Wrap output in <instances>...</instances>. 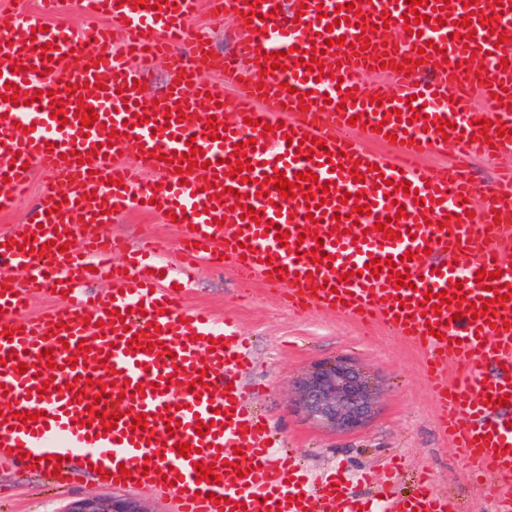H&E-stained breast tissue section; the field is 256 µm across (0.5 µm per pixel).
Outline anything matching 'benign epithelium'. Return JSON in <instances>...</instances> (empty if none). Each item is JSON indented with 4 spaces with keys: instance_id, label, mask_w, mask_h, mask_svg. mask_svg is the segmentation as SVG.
Wrapping results in <instances>:
<instances>
[{
    "instance_id": "obj_1",
    "label": "benign epithelium",
    "mask_w": 512,
    "mask_h": 512,
    "mask_svg": "<svg viewBox=\"0 0 512 512\" xmlns=\"http://www.w3.org/2000/svg\"><path fill=\"white\" fill-rule=\"evenodd\" d=\"M296 407L308 419L336 431L363 427L374 413L376 392L353 364L336 360L319 364L296 382ZM63 512H146L133 498H85Z\"/></svg>"
}]
</instances>
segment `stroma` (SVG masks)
Wrapping results in <instances>:
<instances>
[{
  "instance_id": "1",
  "label": "stroma",
  "mask_w": 512,
  "mask_h": 512,
  "mask_svg": "<svg viewBox=\"0 0 512 512\" xmlns=\"http://www.w3.org/2000/svg\"><path fill=\"white\" fill-rule=\"evenodd\" d=\"M108 230L132 246L151 240L172 272L180 273L179 232L160 217L131 209L115 217ZM182 305L204 306L218 318H232L249 337L252 363L238 377L245 396L312 475L343 469L350 491L358 494L364 490L359 475L381 472L396 455L403 462L398 494H408L417 475L425 472L437 490L454 494L462 512H494L491 490L469 477L464 461L439 431L422 355L390 328L363 327L317 308L295 313L282 300L279 287L259 278L241 283L228 267H198ZM334 359L358 367L377 392L372 418L352 432L318 425L294 407L296 380ZM94 496L132 497L147 512H175L172 498L138 488L118 489L91 473L78 486L61 489L47 475L0 464V512H63L69 502Z\"/></svg>"
}]
</instances>
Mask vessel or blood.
Here are the masks:
<instances>
[{
    "mask_svg": "<svg viewBox=\"0 0 512 512\" xmlns=\"http://www.w3.org/2000/svg\"><path fill=\"white\" fill-rule=\"evenodd\" d=\"M76 0L94 24L74 30L47 25V13L63 0L21 17L0 10V88L19 86V102L0 114V214L10 213L33 170L51 177L42 197L18 231L0 233V269L23 268L26 282L0 276V464L23 463L34 472L47 457H76L81 467L61 466L58 484L83 479L86 466L100 469L113 486L142 485L173 496L176 512H460L457 501L421 480L413 494L396 498L392 480L376 496L350 494L333 477H311L293 454L271 459L272 429L245 401L236 371L250 363L246 339L232 321L219 322L207 309L180 312V292L164 264L143 248L85 226L108 224L113 212L139 208L174 215L181 235L182 263L192 269L225 262L240 278L284 284L289 307L339 312L360 323L380 322L426 357V372L444 435L477 479L495 492V512H512V176L480 189L466 176L463 159L512 152V43L497 42L492 25L512 34V0H429L420 7L418 34L401 32L395 45H365V27L401 22L405 0ZM231 16L237 26L234 51L206 55L193 26L200 12ZM259 17L246 21L249 12ZM298 21L285 20V12ZM449 14L446 25L432 20ZM469 17L472 38L461 37L459 20ZM126 40L113 49V32ZM51 44L50 58L39 46ZM321 51L324 76L301 63L302 51ZM286 52L287 70L267 68L265 55ZM483 59L477 70L475 59ZM163 60L174 78L159 100L134 83L143 64ZM382 67L390 85L367 89L361 75ZM89 85L86 102L98 114L82 125L70 88ZM235 90L226 100L225 86ZM313 103L302 106L301 94ZM488 101L473 107L474 95ZM64 116L52 115V100ZM203 105L189 119L194 105ZM182 108L181 121L167 122V110ZM420 120H413V113ZM143 124H136V117ZM357 125H350L351 117ZM488 119L481 129L479 119ZM452 122L448 134L424 127L425 120ZM270 132H263V125ZM221 137L210 140V129ZM397 137L387 160L362 145ZM255 145H248V138ZM318 138L308 150L303 138ZM139 142L134 164L119 153ZM252 167L249 180L235 177L237 143ZM452 146L459 164L435 170L420 161ZM201 147L205 165L180 174L181 154ZM316 171L329 182L323 208L312 211L303 197L262 195L265 179ZM154 173L144 181V173ZM363 182H354V173ZM409 183V193L391 192ZM483 194L476 217L469 200ZM258 218H241L239 205ZM371 212L350 220L354 207ZM398 217V238L386 239L378 225ZM289 234L280 245L268 224ZM35 238L37 252L19 249L20 235ZM487 244L470 258L468 244ZM67 253H60L61 244ZM323 247L330 265L312 264ZM412 260H405L406 251ZM442 253L431 262L427 251ZM394 261L411 284L395 288L388 272L371 273L370 259ZM492 272L491 289L476 274ZM111 282L100 301L83 298L80 282ZM462 283L466 303L489 304L481 318L457 305L431 309L425 292L440 293ZM49 292L54 304L40 315L25 311L32 294ZM505 296L498 304L496 296ZM438 335H431L430 324ZM86 351H79L78 342ZM52 358H43V350ZM75 367H68V360ZM27 372H19V364ZM480 363L497 365L480 376ZM455 368V382L445 372ZM90 387L80 388L79 379ZM99 397L100 411L117 414L112 430L98 415L89 426L78 415ZM47 418L22 422L25 412ZM146 414V425L132 420ZM178 425L167 429L165 416ZM209 424L206 435L198 423ZM191 444L181 457L177 444ZM213 465L215 481L198 480L196 465ZM246 476H239V469Z\"/></svg>",
    "mask_w": 512,
    "mask_h": 512,
    "instance_id": "vessel-or-blood-1",
    "label": "vessel or blood"
}]
</instances>
